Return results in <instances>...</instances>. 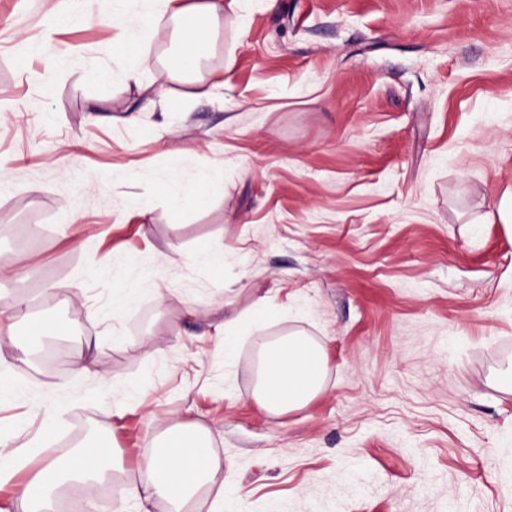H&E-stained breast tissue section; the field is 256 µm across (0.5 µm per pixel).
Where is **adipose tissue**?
I'll use <instances>...</instances> for the list:
<instances>
[{
    "instance_id": "obj_1",
    "label": "adipose tissue",
    "mask_w": 512,
    "mask_h": 512,
    "mask_svg": "<svg viewBox=\"0 0 512 512\" xmlns=\"http://www.w3.org/2000/svg\"><path fill=\"white\" fill-rule=\"evenodd\" d=\"M144 25L169 22L177 38L175 69L183 89L160 92L163 106L210 95L204 84L187 77L211 48L225 11L239 0H143ZM326 369L323 349L297 334L263 345L254 398L269 414L282 415L305 407L322 389ZM113 456L111 446L97 442L79 447L69 458L45 459L33 482L20 497L21 512H47L52 492L71 483H89L101 477ZM224 460L213 448L208 429L188 422L155 438L144 455L140 477L127 497L138 504L165 500L170 512H195V497L221 469Z\"/></svg>"
}]
</instances>
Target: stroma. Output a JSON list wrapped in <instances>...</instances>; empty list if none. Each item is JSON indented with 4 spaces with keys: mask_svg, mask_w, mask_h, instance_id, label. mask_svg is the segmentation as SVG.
<instances>
[{
    "mask_svg": "<svg viewBox=\"0 0 512 512\" xmlns=\"http://www.w3.org/2000/svg\"><path fill=\"white\" fill-rule=\"evenodd\" d=\"M70 5L0 0V262L17 264L0 311L57 325L0 358L7 449L61 406L0 512L93 435L115 495L78 512H140L139 457L184 422L224 459L197 512L217 488L224 512H512V236L486 219L512 188V0H240L202 64L223 87L168 114V26L144 31L142 92L109 17L55 25ZM216 169L206 207L171 211ZM207 244L223 270L196 261ZM106 254L111 277L92 275ZM118 281L137 293L116 316ZM262 297L225 358L216 328ZM280 334L327 369L272 416L249 357Z\"/></svg>",
    "mask_w": 512,
    "mask_h": 512,
    "instance_id": "1",
    "label": "stroma"
}]
</instances>
